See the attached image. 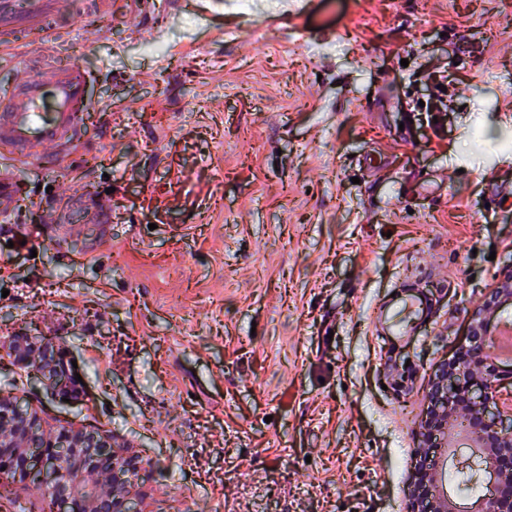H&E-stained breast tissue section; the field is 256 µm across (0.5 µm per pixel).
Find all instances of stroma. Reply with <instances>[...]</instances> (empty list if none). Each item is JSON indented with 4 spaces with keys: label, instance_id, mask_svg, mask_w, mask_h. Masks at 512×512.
Wrapping results in <instances>:
<instances>
[{
    "label": "stroma",
    "instance_id": "1",
    "mask_svg": "<svg viewBox=\"0 0 512 512\" xmlns=\"http://www.w3.org/2000/svg\"><path fill=\"white\" fill-rule=\"evenodd\" d=\"M73 61V153L0 149V393L108 436L140 512H408L434 373L512 270V0H72L0 45V85ZM53 192L109 194L111 223L32 224ZM408 283L432 313L394 336ZM16 334L59 344L66 385L14 362ZM448 442L439 488L476 512L448 483L459 419ZM44 494L5 476L0 512ZM18 187L13 177V168L0 165V216L1 220L10 215L17 204Z\"/></svg>",
    "mask_w": 512,
    "mask_h": 512
}]
</instances>
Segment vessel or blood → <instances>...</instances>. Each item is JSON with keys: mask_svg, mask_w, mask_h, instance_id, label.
I'll return each mask as SVG.
<instances>
[{"mask_svg": "<svg viewBox=\"0 0 512 512\" xmlns=\"http://www.w3.org/2000/svg\"><path fill=\"white\" fill-rule=\"evenodd\" d=\"M68 0H0V34L44 35L49 19L62 17ZM89 73L71 63L32 71L0 90V144L15 159L40 156L49 146L66 153L81 137L88 109ZM18 187L12 167L0 165V216L11 214Z\"/></svg>", "mask_w": 512, "mask_h": 512, "instance_id": "b4317fda", "label": "vessel or blood"}]
</instances>
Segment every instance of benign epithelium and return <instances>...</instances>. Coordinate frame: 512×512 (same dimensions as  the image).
Segmentation results:
<instances>
[{
    "label": "benign epithelium",
    "instance_id": "7a95c632",
    "mask_svg": "<svg viewBox=\"0 0 512 512\" xmlns=\"http://www.w3.org/2000/svg\"><path fill=\"white\" fill-rule=\"evenodd\" d=\"M512 304V270L484 295L471 313L467 342L456 356L442 362L432 380L429 411L421 422L424 445L436 448L437 430L457 406L466 416L464 431L474 444L476 462L469 467L495 481L501 494L480 498L477 512H512V393L501 398L492 379L499 366L487 349L498 310ZM14 361L29 368L33 378L61 386L63 366L50 343L36 344L18 336L10 349ZM31 477L46 487L50 512H139L131 493L137 468L110 441L80 430L41 431L39 422L16 401L0 396V468ZM430 494L414 498L411 512H451L447 496L435 491L433 469L423 471ZM109 490L101 492L98 486Z\"/></svg>",
    "mask_w": 512,
    "mask_h": 512
}]
</instances>
